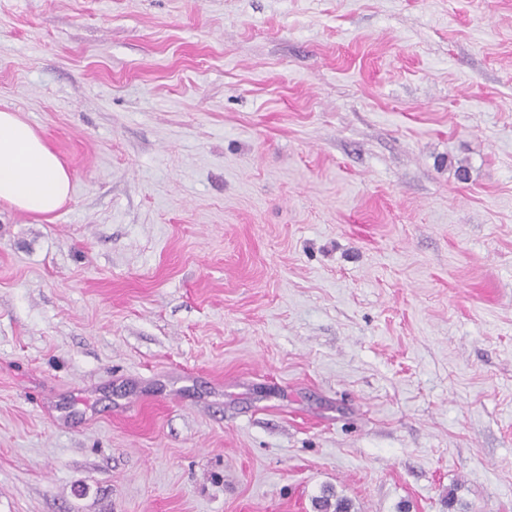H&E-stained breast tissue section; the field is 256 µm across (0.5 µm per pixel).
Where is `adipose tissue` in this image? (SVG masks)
I'll return each mask as SVG.
<instances>
[{
	"label": "adipose tissue",
	"instance_id": "1",
	"mask_svg": "<svg viewBox=\"0 0 512 512\" xmlns=\"http://www.w3.org/2000/svg\"><path fill=\"white\" fill-rule=\"evenodd\" d=\"M69 194L70 177L58 156L16 113L0 111V203L48 216Z\"/></svg>",
	"mask_w": 512,
	"mask_h": 512
}]
</instances>
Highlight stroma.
<instances>
[{"instance_id": "35a3bbf8", "label": "stroma", "mask_w": 512, "mask_h": 512, "mask_svg": "<svg viewBox=\"0 0 512 512\" xmlns=\"http://www.w3.org/2000/svg\"><path fill=\"white\" fill-rule=\"evenodd\" d=\"M0 111V512H512V0H0ZM69 194L70 177L58 156L16 113L0 111V203L48 216ZM333 498L334 502H332ZM315 505L317 511L320 512H351L352 508L350 500L338 496L329 489L324 490L322 496L316 498Z\"/></svg>"}]
</instances>
